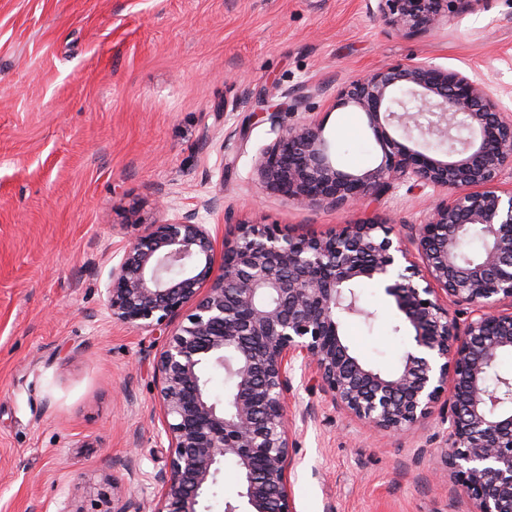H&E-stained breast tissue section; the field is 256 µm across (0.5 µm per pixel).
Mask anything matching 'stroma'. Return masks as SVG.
<instances>
[{"label": "stroma", "mask_w": 512, "mask_h": 512, "mask_svg": "<svg viewBox=\"0 0 512 512\" xmlns=\"http://www.w3.org/2000/svg\"><path fill=\"white\" fill-rule=\"evenodd\" d=\"M429 61L485 85L512 117V0H487L420 36L366 0H0V512H107L112 477L154 512L170 450L156 395L164 336L111 315L121 246L145 222L195 212L224 256L237 224L321 234L364 215L393 233L424 221L433 188L397 183L363 208L288 203L255 168L275 134L260 100L329 112L339 169L376 167L365 114L337 89L394 62ZM371 318L345 319L362 362L391 371L411 338L371 280ZM288 396L296 512H471L442 468L440 414L372 433L294 369Z\"/></svg>", "instance_id": "35a3bbf8"}]
</instances>
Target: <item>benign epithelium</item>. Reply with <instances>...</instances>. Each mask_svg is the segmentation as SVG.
Segmentation results:
<instances>
[{
  "instance_id": "benign-epithelium-1",
  "label": "benign epithelium",
  "mask_w": 512,
  "mask_h": 512,
  "mask_svg": "<svg viewBox=\"0 0 512 512\" xmlns=\"http://www.w3.org/2000/svg\"><path fill=\"white\" fill-rule=\"evenodd\" d=\"M368 6L394 33H429L485 0H375ZM412 109L431 113L414 127ZM365 112L382 159L361 174L337 168L324 120L284 124L256 159L261 186L291 203L340 210L377 200L396 181L443 192L405 237L366 217L320 235L275 224H240L214 238L195 214L144 224L112 267L106 308L126 324L166 333L156 362L158 401L171 448L157 474L154 512H201L224 461L241 476L246 512H295L288 473L294 362L310 370L332 402L372 430L400 433L430 418L446 391L442 461L473 512H512V375L498 372L512 351V188L496 186L512 167V119L482 84L426 62H395L338 89L331 109ZM448 141L434 157L409 146ZM375 280L393 297L412 336L397 369L356 358L340 326L359 307L353 287ZM465 306L460 323L451 306ZM186 318H176L185 308ZM231 379L214 397L207 372ZM112 510L130 512L112 480Z\"/></svg>"
}]
</instances>
